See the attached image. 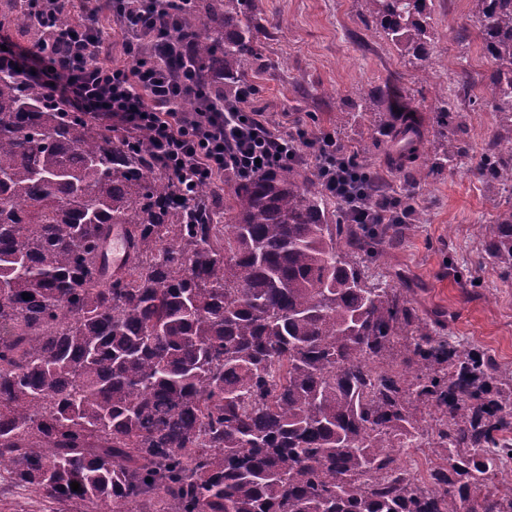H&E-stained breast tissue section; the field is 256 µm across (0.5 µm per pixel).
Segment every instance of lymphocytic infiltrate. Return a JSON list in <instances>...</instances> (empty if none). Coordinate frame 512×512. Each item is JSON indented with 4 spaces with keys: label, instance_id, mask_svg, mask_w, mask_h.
Here are the masks:
<instances>
[{
    "label": "lymphocytic infiltrate",
    "instance_id": "obj_1",
    "mask_svg": "<svg viewBox=\"0 0 512 512\" xmlns=\"http://www.w3.org/2000/svg\"><path fill=\"white\" fill-rule=\"evenodd\" d=\"M76 0H31L36 14L47 17L45 40L54 53L10 45L0 49V72L50 84L54 95L74 112L94 116L108 130L150 129L156 153L173 169L211 181L233 171L246 179L313 151L327 190L346 196L358 170L354 156L331 133H274L263 113L246 111L253 91L237 88L231 98L202 101L199 110H181L193 95L188 78L170 74L168 55L188 52L185 43L168 41L174 0H112V24L85 11L68 26L53 24L61 4ZM152 38L154 59L141 62L143 41Z\"/></svg>",
    "mask_w": 512,
    "mask_h": 512
}]
</instances>
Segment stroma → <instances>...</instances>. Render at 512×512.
Segmentation results:
<instances>
[{
	"instance_id": "obj_1",
	"label": "stroma",
	"mask_w": 512,
	"mask_h": 512,
	"mask_svg": "<svg viewBox=\"0 0 512 512\" xmlns=\"http://www.w3.org/2000/svg\"><path fill=\"white\" fill-rule=\"evenodd\" d=\"M362 13L359 0H259L265 71L250 106L281 134L300 123L337 131L360 164L381 173L388 198L410 199L421 219L380 245L377 273L439 335L484 354L495 368L511 369L512 278L499 274L484 247L498 214L512 210V187L487 183L476 171L482 146L502 134L506 119L485 93L490 64L477 35L457 40L461 27L475 25V0H436L433 69L423 80ZM405 87L414 91L412 112L423 131L420 158L444 145L433 110L441 91L472 146L468 158L418 184L394 160L392 142L374 136L380 122L400 123L389 98ZM0 512L82 509L11 488L0 490Z\"/></svg>"
}]
</instances>
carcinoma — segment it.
Here are the masks:
<instances>
[{"label": "carcinoma", "instance_id": "1", "mask_svg": "<svg viewBox=\"0 0 512 512\" xmlns=\"http://www.w3.org/2000/svg\"><path fill=\"white\" fill-rule=\"evenodd\" d=\"M0 31L35 28L9 0ZM255 0H193L176 34L195 87L259 60ZM426 76L435 0H362ZM487 89L512 112V0H477ZM422 132L396 151L416 155ZM454 134L423 177L466 157ZM481 176L512 183L493 140ZM219 206L150 134L107 133L0 74V465L93 512H512L484 490L512 453V374L433 332L371 273L387 224H351L316 168L231 173ZM124 241L110 260L115 231ZM486 254L512 277V211ZM28 294L25 300L22 294ZM427 440L426 478L399 448ZM80 490L71 489V483Z\"/></svg>", "mask_w": 512, "mask_h": 512}]
</instances>
